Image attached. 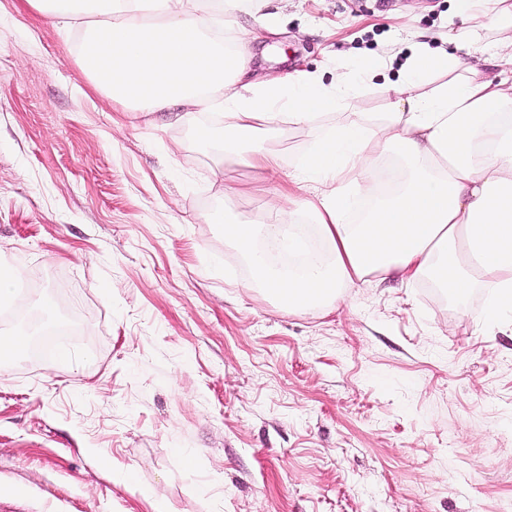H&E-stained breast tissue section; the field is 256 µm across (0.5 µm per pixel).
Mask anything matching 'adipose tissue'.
<instances>
[{"label":"adipose tissue","mask_w":512,"mask_h":512,"mask_svg":"<svg viewBox=\"0 0 512 512\" xmlns=\"http://www.w3.org/2000/svg\"><path fill=\"white\" fill-rule=\"evenodd\" d=\"M43 16L83 23L93 83L125 111L165 112L212 106L210 91H224V152L250 143L259 128L281 121L319 128L307 161L287 173L273 219L257 229L252 218L225 220L224 240L248 258L252 278L291 308L342 300L344 287L365 277L396 274L432 278L449 297L465 300L485 283L498 290L492 315L512 313V67L488 78L465 61L482 50L491 62L512 48L487 40L479 23L481 0H457L466 27L448 34L447 49L411 47L402 81L386 97L381 119L355 111V90L345 75L324 82L296 71L250 81L249 60L212 33L220 14L258 16L276 31L279 13L269 0H219L200 12L191 0H26ZM343 117L321 126L325 112ZM320 185L311 193L312 185ZM370 198L360 219L347 220L350 196ZM310 214L331 260L300 272L275 268L258 254L284 244L287 223Z\"/></svg>","instance_id":"ef3b65f1"}]
</instances>
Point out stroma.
<instances>
[{"label": "stroma", "instance_id": "stroma-1", "mask_svg": "<svg viewBox=\"0 0 512 512\" xmlns=\"http://www.w3.org/2000/svg\"><path fill=\"white\" fill-rule=\"evenodd\" d=\"M251 76L355 74L456 31L455 0H273ZM82 32L0 0V333L80 335L0 365V496L18 512H512V322L490 287L448 303L370 279L336 310H288L214 211L264 216L226 158L224 111L129 114L77 61ZM315 129L264 138L285 168Z\"/></svg>", "mask_w": 512, "mask_h": 512}]
</instances>
